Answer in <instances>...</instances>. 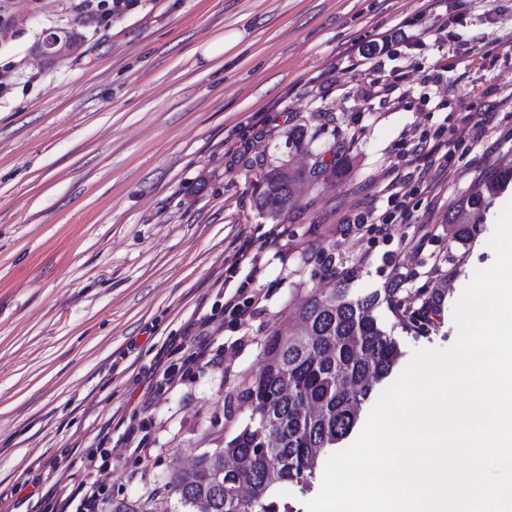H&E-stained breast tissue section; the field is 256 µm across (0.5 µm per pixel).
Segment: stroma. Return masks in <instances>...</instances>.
Returning <instances> with one entry per match:
<instances>
[{
    "mask_svg": "<svg viewBox=\"0 0 512 512\" xmlns=\"http://www.w3.org/2000/svg\"><path fill=\"white\" fill-rule=\"evenodd\" d=\"M77 3L0 0V512H46L91 480L149 512L177 464L247 421L241 382L299 299L335 285L329 263L353 293L395 283L426 307L424 331L396 334L397 371L451 347L497 210L465 245L448 218L512 167V0H451L440 41L393 46L377 73L357 47L433 24L430 0H130L108 29ZM52 34L69 49L43 54ZM442 127L448 153L414 157ZM315 163L295 208L260 215L268 169ZM393 175L409 221L352 229L386 211ZM246 242L255 261L234 271ZM229 286L253 299L247 319L225 314ZM201 332L222 365L161 386L170 345ZM246 35V31H233L224 36L210 41L203 50V57L206 61L219 58L231 43H237Z\"/></svg>",
    "mask_w": 512,
    "mask_h": 512,
    "instance_id": "stroma-1",
    "label": "stroma"
}]
</instances>
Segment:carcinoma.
<instances>
[{"instance_id":"obj_1","label":"carcinoma","mask_w":512,"mask_h":512,"mask_svg":"<svg viewBox=\"0 0 512 512\" xmlns=\"http://www.w3.org/2000/svg\"><path fill=\"white\" fill-rule=\"evenodd\" d=\"M276 166L262 177L260 213L274 220L296 205L293 187L318 177ZM512 183V168L484 178V191L459 200L448 219L453 239L466 244L492 199ZM343 275L336 288H312L291 320L274 330L264 346V363L245 382L238 398L248 421L215 447L207 448L179 469L166 484V495L152 512H294L279 489L290 482L311 484L323 455L350 436L374 385L389 378L400 356L398 340L376 316L386 308L405 332L421 330L425 316L398 298L399 289L355 295ZM305 402L317 406L308 413ZM237 469L224 471V458ZM239 480L253 493L239 503L231 494Z\"/></svg>"}]
</instances>
